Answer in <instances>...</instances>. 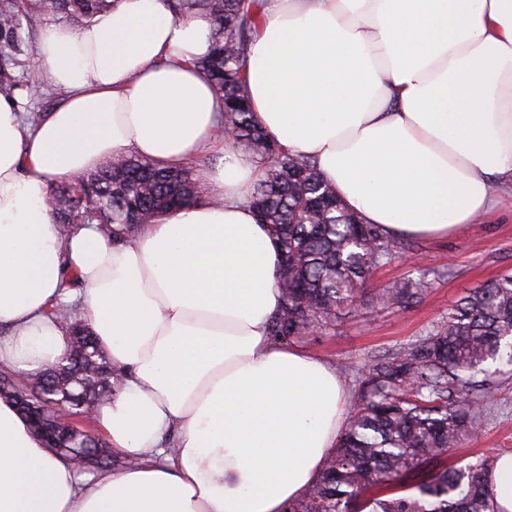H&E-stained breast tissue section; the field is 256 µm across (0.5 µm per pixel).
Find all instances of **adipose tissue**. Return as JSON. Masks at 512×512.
<instances>
[{
    "label": "adipose tissue",
    "instance_id": "adipose-tissue-1",
    "mask_svg": "<svg viewBox=\"0 0 512 512\" xmlns=\"http://www.w3.org/2000/svg\"><path fill=\"white\" fill-rule=\"evenodd\" d=\"M247 56L254 119L314 157L344 202L398 237L444 239L512 188V0H261ZM205 13L116 0L80 28L44 27L38 67L60 102L31 123L0 93V366L20 381L68 342L77 305L119 370L93 423L133 457L81 474L0 399V512H285L345 427L334 366L274 341L281 254L246 200L252 156L218 136L197 68ZM200 170L216 204L167 212L132 241L63 231L52 185L108 156ZM81 286L64 289L69 275Z\"/></svg>",
    "mask_w": 512,
    "mask_h": 512
}]
</instances>
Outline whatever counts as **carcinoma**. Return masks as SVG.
I'll return each mask as SVG.
<instances>
[{"label":"carcinoma","mask_w":512,"mask_h":512,"mask_svg":"<svg viewBox=\"0 0 512 512\" xmlns=\"http://www.w3.org/2000/svg\"><path fill=\"white\" fill-rule=\"evenodd\" d=\"M114 0H0V35L34 29L50 17L80 27L112 9ZM178 19L195 11L215 23L212 53L197 62L224 101L221 127L247 148L263 172L248 203L269 226L287 270L277 287L282 304L270 335L284 342L324 333L342 315L365 317L418 303L432 281L448 274L442 264L416 277L367 288L375 270L410 249L378 224L350 211L309 156L291 154L259 128L247 98L246 58L259 27L258 0H169ZM195 166H164L137 156L104 161L87 175L90 191L72 181L50 188L46 204L69 229L95 224L106 237L127 240L141 224L172 206L211 201ZM73 361L35 373L31 383L56 387L59 416L71 419L64 458L89 469L82 446L91 441L107 465L115 452L93 433L85 415L112 396L116 370L97 338L73 323ZM512 369V274L471 289L448 315L422 334L370 356L352 393L345 429L321 479L288 512H492L485 485L491 457L449 467L444 456L480 428L485 401L499 376Z\"/></svg>","instance_id":"cac0c4a2"}]
</instances>
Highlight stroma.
<instances>
[{
  "label": "stroma",
  "instance_id": "stroma-1",
  "mask_svg": "<svg viewBox=\"0 0 512 512\" xmlns=\"http://www.w3.org/2000/svg\"><path fill=\"white\" fill-rule=\"evenodd\" d=\"M38 34L20 30L10 63L20 85L15 91L22 111L45 112L58 97L34 62ZM450 264L448 277L435 281L428 296L405 309H389L369 319L346 315L336 327L317 336L300 339L299 347L336 366L347 386H354L356 370L374 352L388 350L423 333L445 316L448 309L470 288L512 271V192L504 191L494 213L460 235L442 241H417L412 256H400L381 267L373 282L379 288L413 275L415 268ZM494 448H512V378L492 396L476 438L447 452L449 463H466Z\"/></svg>",
  "mask_w": 512,
  "mask_h": 512
}]
</instances>
